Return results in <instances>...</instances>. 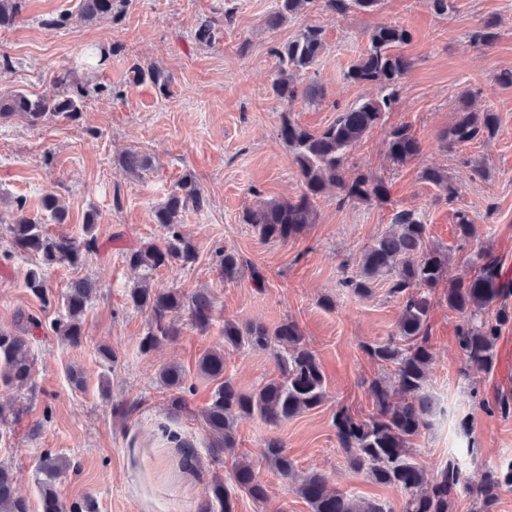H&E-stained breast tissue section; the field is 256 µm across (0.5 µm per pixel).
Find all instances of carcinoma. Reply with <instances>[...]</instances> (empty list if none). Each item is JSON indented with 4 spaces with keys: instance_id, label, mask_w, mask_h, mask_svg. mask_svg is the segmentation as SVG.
Returning <instances> with one entry per match:
<instances>
[{
    "instance_id": "1",
    "label": "carcinoma",
    "mask_w": 512,
    "mask_h": 512,
    "mask_svg": "<svg viewBox=\"0 0 512 512\" xmlns=\"http://www.w3.org/2000/svg\"><path fill=\"white\" fill-rule=\"evenodd\" d=\"M129 0H80L79 16L84 21L110 16L118 18ZM316 0H277L276 9L267 24L276 28L303 13ZM383 0H324V8L336 15L352 10L376 12ZM23 0H0V29L11 27L21 16ZM497 23L481 22L473 35L476 43L490 47L499 37ZM411 40V33L395 24H380L368 35V48L349 68L346 78L356 84L374 85L375 98L365 99L336 115V119L319 131L304 126L293 112L280 113L277 135L292 151L301 183L300 193L291 199L263 201L243 213L242 220L254 227L262 241L286 243L297 237L308 225L316 223V200L329 185L336 186L338 202L383 201L389 194L385 177L358 172L347 176L350 152L374 129L397 102L399 81L412 68V59L399 47ZM323 50L322 29L306 25L292 40L273 50L278 70L272 82L274 94L288 101L301 97L315 101L324 96L317 83L299 88L294 73L310 68ZM135 80L149 81L160 91L167 90L169 77L158 68L147 72L135 68ZM55 83L61 91L52 98H33L23 92L0 96V120L24 117L30 125L48 119H72L80 112L85 91L72 88L68 73L59 72ZM499 116L490 109L478 111L467 105L457 113L455 121L439 136L445 150H458L475 140H491L499 131ZM421 152V145L409 124L393 127L387 141V155L394 163H405ZM128 174H136L149 166V160L137 151H128L120 160ZM420 178L437 189V197L451 202L459 195V185L448 171L426 167ZM200 209L204 196L196 181L185 178L177 189L153 210V222L165 235L158 240L143 241L123 251L125 263L142 271V278L127 290L129 304L148 315L146 331L140 341V352L148 354L162 342L181 334L182 317L200 333H206L214 320V299L210 289L199 288L190 294L178 288L153 285L152 275L160 269L178 270L192 266L198 259L195 244L183 232L182 213L187 207ZM41 208L54 223H67V210L59 197L47 193ZM20 214L8 225L14 248L32 260L25 286L43 305L51 303L46 271L57 264L78 267L86 256L98 252L94 235L96 213L87 215L83 234L67 232L51 234L34 217L22 214L24 204L17 202ZM457 237L467 243L479 239L477 221L469 213L456 214ZM216 266L220 278L230 283L240 279L244 268L251 270L254 287L265 286L263 272L238 250L222 247L216 250ZM450 253L430 244L426 225L411 209L396 210L391 227L368 246L360 256L357 270L345 276L342 287L357 297L373 294L375 286L388 283L391 294L401 298V309L394 333L380 342H365L362 350L386 373L372 379L367 388L374 412L368 417L343 406L336 411L333 425L336 439L357 474L397 488L404 499L403 512H454L460 489L466 478L459 457L437 467L428 479L425 470L414 461L413 441L428 426L426 417L434 410V401L426 391L427 366L432 359L429 320L436 299H442L457 313L456 345L464 359L467 374H489L496 364V344L503 328L512 322V311L503 302L511 290L502 283L501 263L490 249L479 247L475 259L466 264L463 276L446 278ZM99 293L91 277L73 280L61 296L63 313L51 330L70 346L81 344L84 336L83 317L88 305ZM16 330L0 329V388L9 390L32 385L34 353L30 339L43 329L41 319L19 311L14 318ZM224 344L205 351L198 359L199 375L212 384L211 399L198 414L211 439L214 460L235 447L234 427L238 418L257 415L268 424L278 425L306 411L320 407L325 399V377L316 353L303 340L298 324L285 320L274 329L262 323L243 327L236 321L224 320ZM275 351L279 376L249 392L241 391L224 374V352L241 349ZM160 385L169 390V406L175 412L188 409L189 384L186 370L179 364H168L158 370ZM23 416V409L0 408V443L13 434V425ZM266 464L280 476L294 479L296 465L275 439L266 442ZM73 469L70 460L50 452L42 454L34 466L41 512H97L95 501L86 496L68 502L57 492L59 479ZM242 492L253 501L265 503L268 493L258 479L255 467L246 460L235 461L229 481L214 476L200 503L199 512H236V493ZM295 491L311 512H391L386 505L364 500L345 491L331 490L325 476L317 470L295 479ZM504 491H512V459L486 472L481 483L472 489L475 512H495ZM0 512H31L28 499L16 492L13 469L0 463Z\"/></svg>"
}]
</instances>
